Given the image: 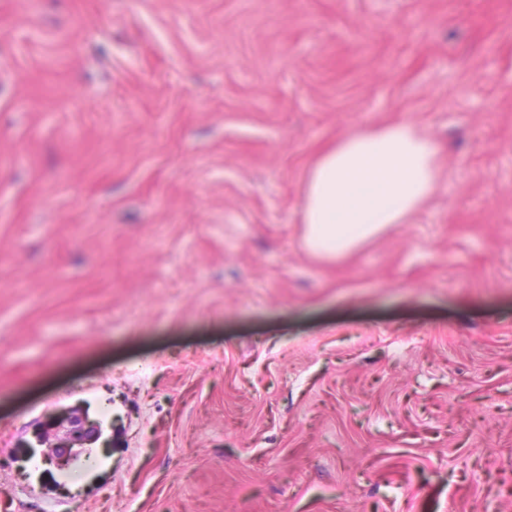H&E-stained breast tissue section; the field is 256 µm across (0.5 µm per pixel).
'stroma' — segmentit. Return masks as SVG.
Segmentation results:
<instances>
[{"label": "stroma", "instance_id": "1", "mask_svg": "<svg viewBox=\"0 0 512 512\" xmlns=\"http://www.w3.org/2000/svg\"><path fill=\"white\" fill-rule=\"evenodd\" d=\"M409 118L441 186L303 245L316 153ZM512 512V0H0V512ZM85 421L77 416L62 415L61 424H68L66 437L57 438L56 441H51L48 435L40 436L37 438V445L39 447L48 448L47 451H43L42 455L44 458L53 457L57 454L58 448H73L68 446L69 441H77L83 438L85 434Z\"/></svg>", "mask_w": 512, "mask_h": 512}]
</instances>
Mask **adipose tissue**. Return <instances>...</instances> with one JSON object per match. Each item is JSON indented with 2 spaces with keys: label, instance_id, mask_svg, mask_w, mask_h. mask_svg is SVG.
<instances>
[{
  "label": "adipose tissue",
  "instance_id": "obj_1",
  "mask_svg": "<svg viewBox=\"0 0 512 512\" xmlns=\"http://www.w3.org/2000/svg\"><path fill=\"white\" fill-rule=\"evenodd\" d=\"M441 155L409 119L357 127L322 148L303 191L306 249L335 260L407 223L439 190Z\"/></svg>",
  "mask_w": 512,
  "mask_h": 512
}]
</instances>
